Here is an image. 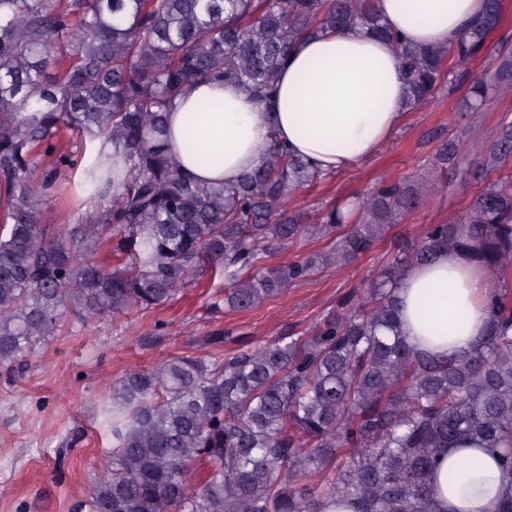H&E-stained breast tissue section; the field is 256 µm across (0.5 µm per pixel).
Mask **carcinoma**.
I'll list each match as a JSON object with an SVG mask.
<instances>
[{
    "mask_svg": "<svg viewBox=\"0 0 512 512\" xmlns=\"http://www.w3.org/2000/svg\"><path fill=\"white\" fill-rule=\"evenodd\" d=\"M501 0L450 49L401 46L414 109L441 89L445 60L486 54L489 69L459 99L482 112L512 91V43L491 46ZM362 26L390 36L368 0H0V366L25 361L73 308L103 318L168 305L194 276L224 277L211 303L245 312L327 265L349 264L415 210L428 190L384 182L333 207L311 233L328 252L273 266L306 231L288 200L325 175L270 140L232 185L201 184L173 161L166 112L193 83L224 79L270 93L290 47ZM66 127L107 138L123 165L89 162L78 222L43 223L42 201L71 182L85 149L60 152ZM512 121L469 159L453 141L432 167L477 186L465 211L428 224L368 283L303 336L173 356L112 385V471L91 481L89 512H434L431 475L456 444L501 450L512 470V300L490 292L491 324L473 348L440 361L400 335L405 269L443 251L486 273L512 269ZM122 256L97 260L104 247ZM207 468L201 485L198 466Z\"/></svg>",
    "mask_w": 512,
    "mask_h": 512,
    "instance_id": "1",
    "label": "carcinoma"
}]
</instances>
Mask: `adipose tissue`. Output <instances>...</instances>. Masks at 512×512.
I'll list each match as a JSON object with an SVG mask.
<instances>
[{
    "mask_svg": "<svg viewBox=\"0 0 512 512\" xmlns=\"http://www.w3.org/2000/svg\"><path fill=\"white\" fill-rule=\"evenodd\" d=\"M370 8L390 38L351 27L301 39L268 98L235 83L191 86L166 120L178 168L201 183H236L261 162L273 136L324 174L377 153L406 116L400 43L452 46L483 15L485 0H370ZM488 293L485 274L469 255L439 253L403 276L401 332L437 359L461 354L489 329ZM432 482L436 512H491L512 474L494 449L454 447L442 453Z\"/></svg>",
    "mask_w": 512,
    "mask_h": 512,
    "instance_id": "1",
    "label": "adipose tissue"
}]
</instances>
